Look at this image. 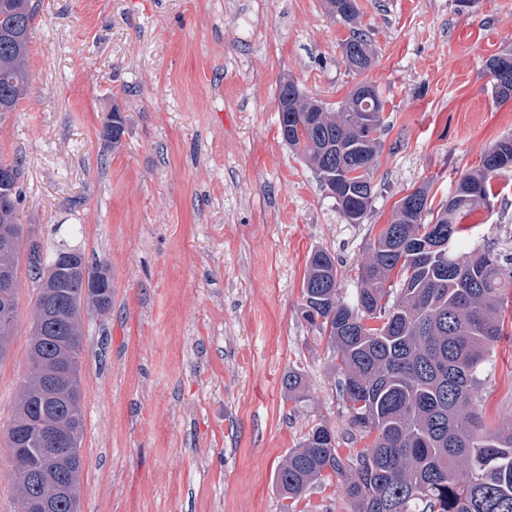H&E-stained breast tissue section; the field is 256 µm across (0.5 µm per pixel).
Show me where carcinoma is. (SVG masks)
Masks as SVG:
<instances>
[{
  "label": "carcinoma",
  "mask_w": 512,
  "mask_h": 512,
  "mask_svg": "<svg viewBox=\"0 0 512 512\" xmlns=\"http://www.w3.org/2000/svg\"><path fill=\"white\" fill-rule=\"evenodd\" d=\"M329 12L350 26L343 44L358 73L374 53L357 26V0H327ZM35 6L0 0V114L13 112L28 74L25 58ZM277 101L293 116L282 140L313 165L351 224L363 219L375 196L373 171L386 130L384 102L375 85L360 82L336 111L309 97L297 81L277 88ZM512 169V137L498 140L448 199L432 207L429 189L410 191L418 203L398 200L390 224L370 243L359 268V288L343 295L335 258L308 256L302 283V317L337 349L341 388L350 424L375 434L370 446L342 457L334 431L320 424L278 469L283 497L295 502L318 486L338 481L353 512H512V421L486 426L478 400L480 374L504 335L512 288V250L489 243L463 255L464 220L491 209V181ZM0 225L20 223V161L0 159ZM24 236L0 268L13 271L0 288V360L8 353L18 318L17 287ZM111 278L104 264H88L75 251L67 263L56 252L28 247L26 268L37 283L28 355L30 372L6 428L17 500L38 495L50 512H77L85 418L80 387L83 306L77 270ZM59 317L45 323L43 306ZM67 371L55 392L48 372ZM43 403L41 421L59 438L39 433L31 405Z\"/></svg>",
  "instance_id": "cac0c4a2"
}]
</instances>
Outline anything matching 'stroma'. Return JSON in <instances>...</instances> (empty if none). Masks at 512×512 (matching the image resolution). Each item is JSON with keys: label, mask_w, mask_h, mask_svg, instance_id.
I'll return each instance as SVG.
<instances>
[{"label": "stroma", "mask_w": 512, "mask_h": 512, "mask_svg": "<svg viewBox=\"0 0 512 512\" xmlns=\"http://www.w3.org/2000/svg\"><path fill=\"white\" fill-rule=\"evenodd\" d=\"M29 84L0 115V157L22 162L21 222L44 251L106 262L112 307L83 322L79 512H286L276 473L317 425L342 455L350 425L335 350L301 315L306 260L323 248L345 290L396 202L434 203L512 136L487 59L512 49V0H357L375 64L350 70L347 25L325 0H34ZM294 78L336 110L360 81L387 131L361 223L282 141L276 93ZM121 113L119 144L103 135ZM468 248L512 246V171ZM0 360V429L29 372L35 291ZM305 378L288 394V370ZM479 400L512 418V336L494 346Z\"/></svg>", "instance_id": "obj_1"}]
</instances>
